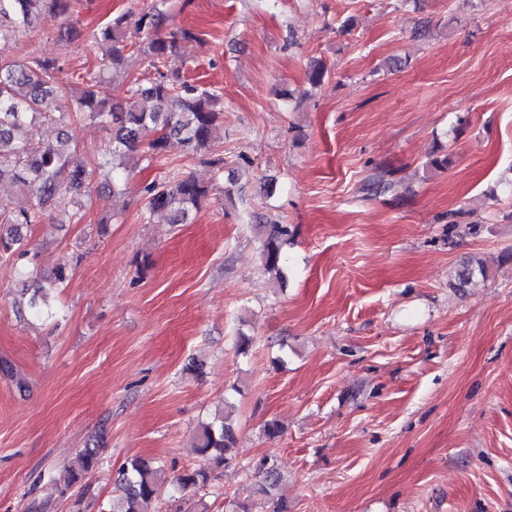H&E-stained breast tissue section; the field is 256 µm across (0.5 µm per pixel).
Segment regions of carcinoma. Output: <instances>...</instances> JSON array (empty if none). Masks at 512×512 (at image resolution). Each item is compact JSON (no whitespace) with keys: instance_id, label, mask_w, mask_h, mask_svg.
<instances>
[{"instance_id":"1","label":"carcinoma","mask_w":512,"mask_h":512,"mask_svg":"<svg viewBox=\"0 0 512 512\" xmlns=\"http://www.w3.org/2000/svg\"><path fill=\"white\" fill-rule=\"evenodd\" d=\"M166 0L153 3L129 22L131 13L112 17L100 27L85 34L90 43L107 47L112 69L129 73L135 60L155 70V76L132 89V97L149 100L150 109L136 102L125 105L112 103L105 85L109 80L98 72L82 77L72 106L55 115L44 111V103L62 87L64 68L57 61L35 52L20 61H0V180L10 178L29 189L38 198V207L10 209L0 205V261L11 264L17 274L15 288L29 296L28 308L35 314L44 312V300L39 298L43 285L33 278L30 270L31 249L23 229L43 222V207H72L76 220L83 217L82 200L91 189L95 173L105 168L127 169L124 158L128 153L144 149L145 157L155 159L177 145L187 154L200 155L220 139L224 127L220 90L192 84L182 69L168 64L176 54L178 40L190 39L189 30L160 33L165 22ZM74 8V0H0V37L20 35L45 21L58 23L61 39L73 37L75 31L65 23ZM44 116L58 125L71 124L76 117L102 120L112 117V151L92 167L77 155L76 144L69 134L58 136L54 144L35 142L32 133L35 119ZM211 187L191 176L176 175L144 187L151 210L169 213L171 223L183 224L189 211L198 207ZM290 243L288 225L265 226L260 245L264 269L280 281L284 253ZM485 276L480 259L465 262L454 273L455 285L467 288L477 276ZM236 441L230 415H220L201 424L197 431L196 448L203 463L186 469L175 482L185 489L203 488L210 480V466L230 463L229 451ZM99 449L83 448L70 463L71 481H78L93 470ZM261 482L257 493L265 496L281 481L274 457L266 455L256 464ZM118 498L101 506L100 512H156L162 485L158 468L153 462L136 457L113 474Z\"/></svg>"}]
</instances>
